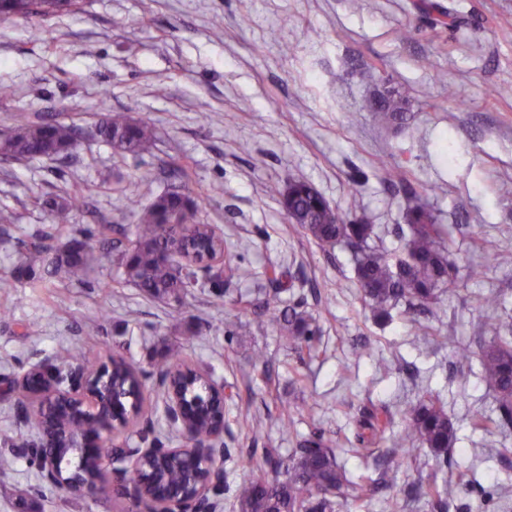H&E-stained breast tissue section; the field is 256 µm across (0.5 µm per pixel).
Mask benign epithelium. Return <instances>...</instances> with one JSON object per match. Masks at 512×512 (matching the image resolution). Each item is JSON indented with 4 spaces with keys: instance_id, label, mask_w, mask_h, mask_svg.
<instances>
[{
    "instance_id": "1",
    "label": "benign epithelium",
    "mask_w": 512,
    "mask_h": 512,
    "mask_svg": "<svg viewBox=\"0 0 512 512\" xmlns=\"http://www.w3.org/2000/svg\"><path fill=\"white\" fill-rule=\"evenodd\" d=\"M187 370L202 382L207 403L214 397L224 400V384L207 369L186 363L162 373L165 416L184 439L175 448H133L116 440L117 432L133 424H151L136 413L150 396L145 388L115 378L111 357L87 367L39 361L14 376L10 389L15 393V417L36 430V447L44 449L38 467L45 483L93 500L105 493L124 496L130 501L129 512H218L227 454L224 428L198 432L191 426L194 410L187 391L173 384L177 372ZM172 456L186 462L184 491L145 494L146 487L164 482L163 474L153 470V461ZM131 473L139 477L134 487L128 486Z\"/></svg>"
}]
</instances>
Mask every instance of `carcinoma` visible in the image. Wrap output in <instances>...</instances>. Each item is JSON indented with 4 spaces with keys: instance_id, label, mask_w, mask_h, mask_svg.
I'll use <instances>...</instances> for the list:
<instances>
[{
    "instance_id": "cac0c4a2",
    "label": "carcinoma",
    "mask_w": 512,
    "mask_h": 512,
    "mask_svg": "<svg viewBox=\"0 0 512 512\" xmlns=\"http://www.w3.org/2000/svg\"><path fill=\"white\" fill-rule=\"evenodd\" d=\"M74 5V0H0V19L47 17L70 12ZM372 118L382 124L407 122L411 119L407 95L394 89L391 96L372 109ZM77 130L78 127L50 114L20 113L15 118L14 130L0 138V157L14 161L59 157L76 147ZM92 136L109 144L115 153L134 159L150 152L157 139L152 124L122 112L108 113L95 126ZM219 192L215 185L197 196L168 191L153 197L137 212L136 239L119 254L126 280L156 299L179 301L198 283L182 263L184 240L191 239L200 252L222 251L230 255V246L212 233L210 225L195 221L204 199ZM282 204L289 219L320 244L349 247L358 284L374 318L386 320L392 309L402 305L416 339L429 341L433 332L419 316L435 314L442 295L456 287L457 265L447 245L448 227L435 222L432 214L417 202L415 192H409L406 226L396 227L398 245L391 250L371 243L373 225L362 217L339 213L305 180L288 182ZM84 205L86 197L80 190L44 200L50 223L57 225V235H63L74 211ZM123 235L122 225L101 224L81 240L72 239L56 246L51 243L54 236L49 234L44 236L45 242L29 248L22 264L28 268L36 262L42 264L41 288L54 287L58 277L80 283L96 255L112 252ZM277 318L292 349L299 353L313 351L312 338L317 328L311 315L291 306L279 311ZM480 379L496 394L498 417L480 419L477 425L484 429L512 428V322H502L483 346ZM391 422L383 409L368 413L360 421V427L368 434H359V443H379ZM406 443L413 448H428L437 459L448 460L454 429L443 405L432 394L424 395L409 409L402 441L385 453L394 456ZM247 469L248 479L238 495L240 512H335L339 498L371 499L390 487L388 481L358 484L350 480L338 464L334 448L320 431L300 443L288 457L268 450L263 462L248 460ZM459 491V484L451 480L441 486L433 482L420 484L415 489L416 495L432 498L441 512Z\"/></svg>"
}]
</instances>
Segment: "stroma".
<instances>
[{
  "label": "stroma",
  "instance_id": "obj_1",
  "mask_svg": "<svg viewBox=\"0 0 512 512\" xmlns=\"http://www.w3.org/2000/svg\"><path fill=\"white\" fill-rule=\"evenodd\" d=\"M462 17L446 24L448 12ZM409 41L397 38L399 28ZM408 91L412 118L375 122L367 107L383 84ZM0 135L16 111L60 112L84 136L68 160H0V209L18 223L0 224V274L14 270L29 244L50 230L39 197L82 189L67 239L97 225H124L134 240L135 215L147 204L142 181L156 193H197L214 183L222 195L197 220L231 243L240 273L223 291L192 290L184 302L160 301L126 282L115 257L94 263L84 283L57 281L52 297L10 279L0 287V512H126L127 502L91 500L48 486L34 460V431L14 417L6 381L30 364L55 361L81 345L87 363L118 354L142 374L153 405L165 348L209 370L224 385L223 512H238L246 456L266 449L288 455L322 431L352 479L395 472L379 496L348 501L336 512H434L409 496L414 483L460 485L447 512H512V429L476 428L495 414V395L480 379V353L499 321L512 318V0H83L79 10L41 23L0 20ZM121 111L154 124L151 153L132 159L91 137L105 113ZM402 164L436 223L452 231L457 286L428 324L438 339L415 344L409 317L393 312L376 324L357 284L351 254L323 246L290 223L281 193L288 181L310 182L341 213L365 216L377 244L391 248L403 223L402 189L381 179ZM121 181L122 195L109 182ZM292 290L277 292L269 267ZM481 271L468 276L470 267ZM499 294L504 312L478 298ZM300 305L316 320L317 354L289 348L261 304ZM98 320V335L82 332ZM40 328L38 337L29 326ZM263 350L265 361L254 364ZM427 391L438 393L456 440L447 463L427 448L393 459L357 453L359 420L386 408L393 447L405 413ZM292 404L283 412L281 398ZM263 431L253 434L252 423Z\"/></svg>",
  "mask_w": 512,
  "mask_h": 512
}]
</instances>
